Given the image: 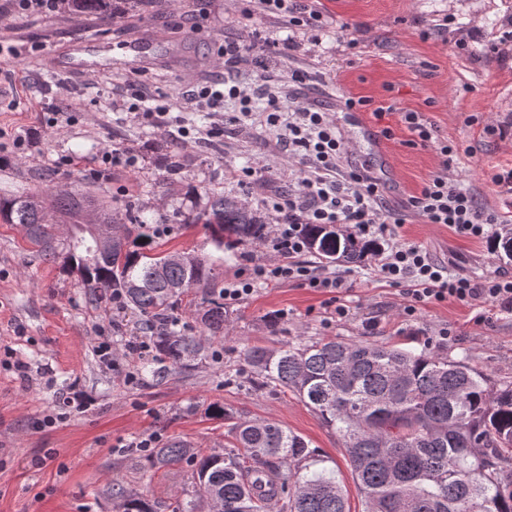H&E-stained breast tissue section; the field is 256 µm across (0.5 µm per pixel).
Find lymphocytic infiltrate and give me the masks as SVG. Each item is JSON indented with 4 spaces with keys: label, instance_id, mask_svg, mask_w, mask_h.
I'll return each instance as SVG.
<instances>
[{
    "label": "lymphocytic infiltrate",
    "instance_id": "f902f5d3",
    "mask_svg": "<svg viewBox=\"0 0 512 512\" xmlns=\"http://www.w3.org/2000/svg\"><path fill=\"white\" fill-rule=\"evenodd\" d=\"M244 8V17L254 12L287 22L289 29L322 32L323 15L303 0H254ZM293 39L266 38L251 46L225 43L221 54L224 67L234 70L247 64L258 73L253 85L229 80L203 82L187 95L189 104L211 116L212 130L224 127V104L236 102L238 123L272 134L281 153L297 162L288 174V188L277 191L260 188L253 201L269 215L262 244L271 254L267 260H253L224 283V301L236 303L258 288L289 283L327 294L337 318L350 312L341 292L343 276L306 260L309 250L306 227L310 224H346L355 234L374 244L373 267L390 286L399 288L406 304L405 317H414L420 306L450 299L480 301L512 313V276L493 272L474 278L450 274L425 247L401 241L399 230L408 217L427 224H444L460 236L492 242L493 227L501 214L479 206L474 193L448 178L449 168L463 153L460 143L434 140V126L420 112H406L402 121L411 133L410 146L434 147L441 157L440 169L410 195L403 208L386 206L383 186L365 166L344 167L346 142L332 113L316 102L296 103L283 94L284 83L306 84L308 72L295 70L287 80L271 79L265 54L294 49ZM144 86L133 83L113 99L112 107L133 114L152 126L170 133L181 145L191 142L192 131L186 117L175 116L168 104L147 105Z\"/></svg>",
    "mask_w": 512,
    "mask_h": 512
}]
</instances>
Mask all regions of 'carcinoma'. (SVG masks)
Here are the masks:
<instances>
[{"label": "carcinoma", "mask_w": 512, "mask_h": 512, "mask_svg": "<svg viewBox=\"0 0 512 512\" xmlns=\"http://www.w3.org/2000/svg\"><path fill=\"white\" fill-rule=\"evenodd\" d=\"M70 10L105 22L124 18L112 0H67ZM181 151L168 145L161 165L181 169ZM200 210L183 224H202L216 250L232 257L235 247L259 240L265 221L222 193L206 194ZM89 199L54 189L39 195L0 197V221L18 224L45 259L83 270V286L104 283L154 323L159 361L191 370L206 359L203 339L175 315L198 307L200 323L224 332V281L219 266L199 255L173 265L157 250L155 226L129 209L105 210L97 224L81 221ZM57 210L73 224L60 256L44 213ZM103 224H127V236L112 253L92 257L88 248ZM309 249L326 260L355 263L374 246L339 225L310 224ZM246 359L262 388L296 393L342 437L364 512H512V386L492 390L468 364L425 351L334 337L278 349L254 346ZM235 445L227 455L206 454L174 441L153 450L156 466L186 465L195 483L192 497L169 504L170 512H198L211 499L222 512H349L336 472L303 437L274 421H235Z\"/></svg>", "instance_id": "carcinoma-1"}]
</instances>
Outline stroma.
I'll return each instance as SVG.
<instances>
[{"label": "stroma", "instance_id": "1", "mask_svg": "<svg viewBox=\"0 0 512 512\" xmlns=\"http://www.w3.org/2000/svg\"><path fill=\"white\" fill-rule=\"evenodd\" d=\"M315 7L329 24L321 44L305 41L295 51L271 55L268 69L283 77L296 68L308 71L310 81L293 90V99L318 101L330 112L350 97L396 103V111L380 118L362 113L368 126L391 131L385 140L394 169L388 205L399 208L439 169L434 148L408 144L411 134L401 115L420 112L439 139L472 148L456 161L451 178L485 206L512 216V201L483 177L488 167L512 165V138L484 130L488 120L512 123V58L502 61L487 51L512 25V0H317ZM339 18L352 22V29L337 31ZM442 22L448 25L444 37L436 32ZM1 26L12 36L0 43V85L10 95L9 105L0 107V196L32 194L52 183L89 193L100 205L166 213L175 228L160 237L163 251L210 255L207 229L181 225L183 213L204 204L210 191L248 202L252 186L231 176L244 166L287 186V164L275 154L272 138L258 130L226 124L223 137L184 149L180 171L170 176L159 165L167 135L111 108L113 90L131 80L146 84L177 112L196 82L254 81L247 66L225 72L216 48L227 40L252 44L259 30L286 37L280 19L241 17L236 0H148L110 25L64 4L30 14L14 0H0ZM88 30L108 62L122 44L150 40L154 31H163L167 42L153 47L135 71L64 79L52 74L47 50L67 49ZM461 37L468 50L453 47ZM471 114L477 122L465 123ZM112 149L131 150L135 166L104 161L103 153ZM400 233L425 246L449 272L512 273V259L502 250L448 226L412 217ZM327 268L351 288L346 319L330 320L325 295L312 289L260 288L227 306L223 334L209 339L212 358L191 370L167 367L156 377L143 370L155 352L124 353L128 343L143 339L136 311L125 308L120 322H113L110 292L90 294L78 272L45 261L19 225L0 223V512H121V500L112 494L118 487L146 499L154 512H167L169 503L190 495L191 472L181 465L151 466L137 442L153 434L162 444L182 440L224 454L234 443V417L272 420L302 436L335 470L351 512H363L340 437L294 393L257 387L245 360L253 346L340 336L464 361L494 388L512 383V314L451 299L420 307L407 321L399 290L375 275L372 258ZM480 313L485 322H477ZM371 319L378 322L372 331L365 327ZM444 330L451 340H441ZM99 336L112 343L113 368L94 353ZM17 360L25 372L14 369ZM214 404L223 406L224 417L211 413Z\"/></svg>", "mask_w": 512, "mask_h": 512}]
</instances>
